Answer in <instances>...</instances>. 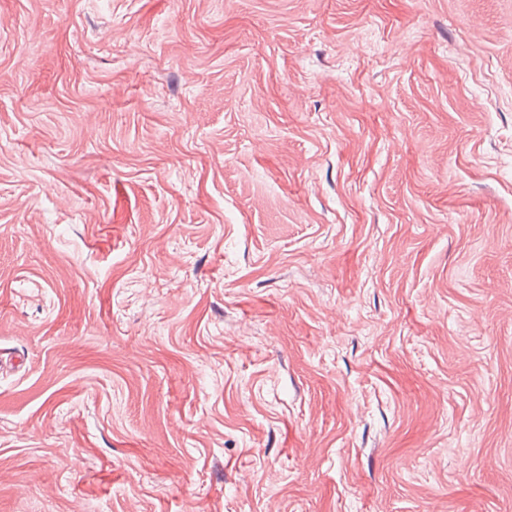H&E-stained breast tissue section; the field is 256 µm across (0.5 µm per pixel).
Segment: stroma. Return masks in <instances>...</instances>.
I'll use <instances>...</instances> for the list:
<instances>
[{
    "mask_svg": "<svg viewBox=\"0 0 512 512\" xmlns=\"http://www.w3.org/2000/svg\"><path fill=\"white\" fill-rule=\"evenodd\" d=\"M0 512H512V0H0Z\"/></svg>",
    "mask_w": 512,
    "mask_h": 512,
    "instance_id": "1",
    "label": "stroma"
}]
</instances>
